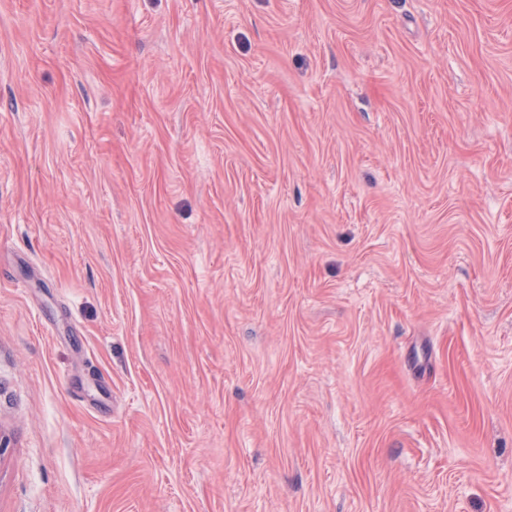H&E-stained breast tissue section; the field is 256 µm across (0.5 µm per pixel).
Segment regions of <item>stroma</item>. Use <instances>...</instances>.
<instances>
[{"label": "stroma", "instance_id": "obj_1", "mask_svg": "<svg viewBox=\"0 0 512 512\" xmlns=\"http://www.w3.org/2000/svg\"><path fill=\"white\" fill-rule=\"evenodd\" d=\"M0 512H512V0H0Z\"/></svg>", "mask_w": 512, "mask_h": 512}]
</instances>
